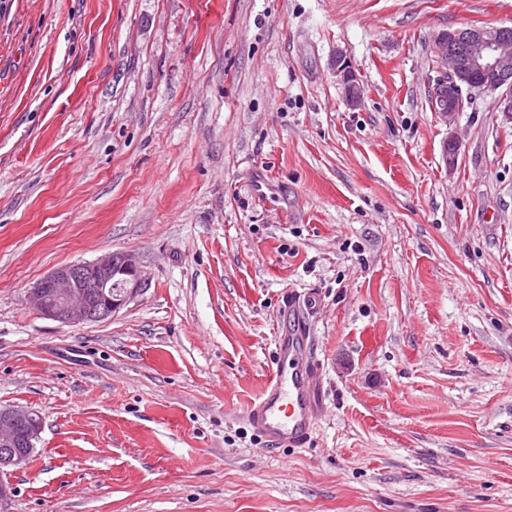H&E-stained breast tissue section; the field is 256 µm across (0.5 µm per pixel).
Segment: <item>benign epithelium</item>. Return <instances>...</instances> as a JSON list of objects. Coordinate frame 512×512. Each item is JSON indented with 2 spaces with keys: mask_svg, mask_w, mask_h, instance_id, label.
<instances>
[{
  "mask_svg": "<svg viewBox=\"0 0 512 512\" xmlns=\"http://www.w3.org/2000/svg\"><path fill=\"white\" fill-rule=\"evenodd\" d=\"M437 76L432 89L433 111L451 124L460 111L463 90L499 92L496 109L512 123V26H478L440 32L433 45ZM336 76L348 106L357 107L362 84L343 53L336 55ZM145 280L135 257L112 253L93 262L55 268L31 288L30 305L61 323L104 319L124 307ZM42 428L39 414L0 406V502L12 494L5 475L20 468L35 448Z\"/></svg>",
  "mask_w": 512,
  "mask_h": 512,
  "instance_id": "obj_1",
  "label": "benign epithelium"
}]
</instances>
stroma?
Here are the masks:
<instances>
[{"label":"stroma","instance_id":"stroma-1","mask_svg":"<svg viewBox=\"0 0 512 512\" xmlns=\"http://www.w3.org/2000/svg\"><path fill=\"white\" fill-rule=\"evenodd\" d=\"M480 25L512 0H0V405L42 417L0 512H512V123L430 102ZM111 252L124 308H31ZM292 293L323 409L272 449ZM336 76L343 90L345 102L351 108H356L362 99V84L343 52H338L334 62ZM117 278L122 279L120 287ZM144 285L135 257L112 253L93 262L55 268L31 288L28 300L47 318L61 323H86L116 313ZM113 288L121 289L115 292Z\"/></svg>","mask_w":512,"mask_h":512}]
</instances>
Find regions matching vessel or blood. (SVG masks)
<instances>
[{
    "mask_svg": "<svg viewBox=\"0 0 512 512\" xmlns=\"http://www.w3.org/2000/svg\"><path fill=\"white\" fill-rule=\"evenodd\" d=\"M306 341L303 332L276 337L275 367L263 393L246 411L247 421L269 444H306L321 413Z\"/></svg>",
    "mask_w": 512,
    "mask_h": 512,
    "instance_id": "1",
    "label": "vessel or blood"
}]
</instances>
